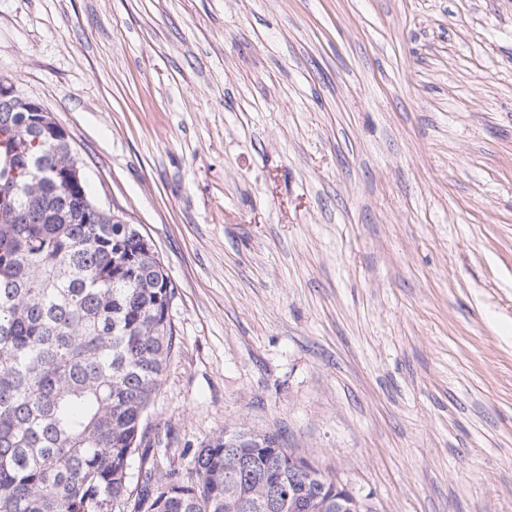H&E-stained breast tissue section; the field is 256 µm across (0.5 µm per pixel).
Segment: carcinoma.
I'll return each instance as SVG.
<instances>
[{
    "mask_svg": "<svg viewBox=\"0 0 512 512\" xmlns=\"http://www.w3.org/2000/svg\"><path fill=\"white\" fill-rule=\"evenodd\" d=\"M0 113V512H336L333 480H306L278 437L213 436L158 472L144 426L176 337L175 286L133 224L93 219L79 164ZM139 457L137 473L130 460ZM296 488L288 501V484Z\"/></svg>",
    "mask_w": 512,
    "mask_h": 512,
    "instance_id": "obj_1",
    "label": "carcinoma"
}]
</instances>
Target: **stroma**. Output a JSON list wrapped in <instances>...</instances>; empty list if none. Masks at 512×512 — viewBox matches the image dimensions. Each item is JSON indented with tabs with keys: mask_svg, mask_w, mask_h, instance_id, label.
Returning <instances> with one entry per match:
<instances>
[{
	"mask_svg": "<svg viewBox=\"0 0 512 512\" xmlns=\"http://www.w3.org/2000/svg\"><path fill=\"white\" fill-rule=\"evenodd\" d=\"M1 78L175 286L169 456L512 512V0H0Z\"/></svg>",
	"mask_w": 512,
	"mask_h": 512,
	"instance_id": "35a3bbf8",
	"label": "stroma"
}]
</instances>
